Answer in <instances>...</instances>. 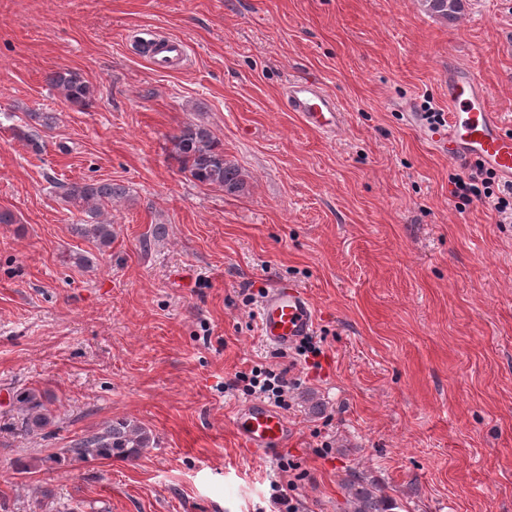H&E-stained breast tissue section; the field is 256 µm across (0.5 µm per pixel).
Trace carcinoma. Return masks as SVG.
I'll return each instance as SVG.
<instances>
[{
    "mask_svg": "<svg viewBox=\"0 0 512 512\" xmlns=\"http://www.w3.org/2000/svg\"><path fill=\"white\" fill-rule=\"evenodd\" d=\"M425 11L446 21L456 17L462 0H421ZM52 87L60 91L65 101L85 106L90 96L89 86L82 76L70 69H61L48 76ZM54 116L49 113L29 115L28 130L17 129L15 135L38 154L43 149L42 133L54 128ZM172 152L182 170L191 179L204 185L217 186L229 194L244 191L245 173L237 164L224 159V150L211 132L201 126H186L171 137ZM65 199L88 216L84 224L75 225L74 232L83 239L92 240L100 247L112 243V225L98 221V216L112 201L126 196L124 186L110 181H75L62 185ZM21 430L27 433L44 431L54 424L49 408L50 396L29 389L16 396ZM151 433L137 423L112 420L98 430L70 442L67 454L77 461L91 459L129 460L149 447ZM345 512H394L390 496L361 473L350 470L344 479Z\"/></svg>",
    "mask_w": 512,
    "mask_h": 512,
    "instance_id": "obj_1",
    "label": "carcinoma"
}]
</instances>
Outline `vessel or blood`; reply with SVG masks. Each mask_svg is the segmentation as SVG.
<instances>
[{
    "label": "vessel or blood",
    "instance_id": "obj_1",
    "mask_svg": "<svg viewBox=\"0 0 512 512\" xmlns=\"http://www.w3.org/2000/svg\"><path fill=\"white\" fill-rule=\"evenodd\" d=\"M186 55V44L172 39L155 52L151 64L155 70L166 72L184 61ZM286 104L311 128L333 133L341 126L343 113L336 98L318 79L290 82ZM448 108L447 124L438 129L421 112H409L407 119L432 149L457 162H480L512 181V132L505 129L500 113L491 109L486 85L469 68L449 65ZM256 320L268 346L289 350L313 335L316 311L305 289L283 282L267 291ZM233 429L246 448L269 458L287 444L291 432L284 415L259 400L248 402L236 413Z\"/></svg>",
    "mask_w": 512,
    "mask_h": 512
}]
</instances>
